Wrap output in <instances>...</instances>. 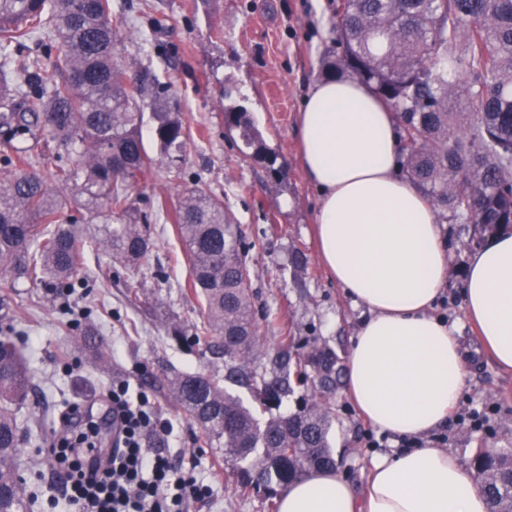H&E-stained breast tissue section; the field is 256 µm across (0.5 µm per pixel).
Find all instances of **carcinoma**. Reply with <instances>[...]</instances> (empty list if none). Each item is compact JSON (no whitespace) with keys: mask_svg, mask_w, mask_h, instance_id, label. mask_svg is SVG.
Segmentation results:
<instances>
[{"mask_svg":"<svg viewBox=\"0 0 512 512\" xmlns=\"http://www.w3.org/2000/svg\"><path fill=\"white\" fill-rule=\"evenodd\" d=\"M33 42L57 80L46 89L38 70L8 68L12 52ZM330 76L351 75L386 101L397 121L402 165L443 221L457 220L463 198L474 208L470 244L512 230V0H340ZM111 0H0V153L11 166L0 177V285L50 282L63 293L80 282L87 245L120 263L126 287H141V260L152 242L146 216L130 189L163 160L173 164L189 134L177 113L160 106L169 86L150 70L135 82L114 62ZM469 76L458 81L459 72ZM156 97L147 101V89ZM464 98L476 111L466 123L451 104ZM157 109L153 138L143 142L144 106ZM228 132L245 149L261 135L240 105L224 107ZM53 141L76 164L53 158L51 182L28 171ZM75 191V208L99 219L94 236L63 223L58 190ZM182 240L190 267L185 288L201 300L196 341L216 343L230 363L224 374L183 373L165 384L170 401L224 449L236 465L234 490L268 495L312 469H334L326 395L341 366L316 342L291 363L295 337H281L280 373L249 367L260 347L248 244L224 200L196 188L177 202H157ZM18 332L0 327V512H27L15 460L33 421L22 415L31 376ZM318 381L320 394L297 414L263 421L228 387L249 390L266 408L295 386ZM489 512H512V451L479 450L470 462Z\"/></svg>","mask_w":512,"mask_h":512,"instance_id":"obj_1","label":"carcinoma"}]
</instances>
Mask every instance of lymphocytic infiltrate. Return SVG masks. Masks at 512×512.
Wrapping results in <instances>:
<instances>
[{
  "mask_svg": "<svg viewBox=\"0 0 512 512\" xmlns=\"http://www.w3.org/2000/svg\"><path fill=\"white\" fill-rule=\"evenodd\" d=\"M128 391L120 384L108 394L120 438L106 460H99L90 430L52 446L51 463L62 472L65 491L48 495L43 512H188L192 504L205 507L209 485L147 442L169 432V422L146 394L133 398Z\"/></svg>",
  "mask_w": 512,
  "mask_h": 512,
  "instance_id": "f902f5d3",
  "label": "lymphocytic infiltrate"
}]
</instances>
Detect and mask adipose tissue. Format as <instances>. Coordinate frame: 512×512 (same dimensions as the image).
<instances>
[{"label": "adipose tissue", "mask_w": 512, "mask_h": 512, "mask_svg": "<svg viewBox=\"0 0 512 512\" xmlns=\"http://www.w3.org/2000/svg\"><path fill=\"white\" fill-rule=\"evenodd\" d=\"M297 131L301 166L320 195V257L368 312L351 340L346 391L380 433L424 436L456 407L471 362L457 326L434 314L451 262L436 211L400 176L394 114L359 80L315 82ZM463 298L483 349L512 371V231L471 256ZM278 504L279 512H488L472 471L429 443L377 456L359 489L337 471H311Z\"/></svg>", "instance_id": "obj_1"}]
</instances>
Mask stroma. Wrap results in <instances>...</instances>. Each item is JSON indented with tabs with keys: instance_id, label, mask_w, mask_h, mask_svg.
<instances>
[{
	"instance_id": "stroma-1",
	"label": "stroma",
	"mask_w": 512,
	"mask_h": 512,
	"mask_svg": "<svg viewBox=\"0 0 512 512\" xmlns=\"http://www.w3.org/2000/svg\"><path fill=\"white\" fill-rule=\"evenodd\" d=\"M118 19L116 60L130 73L153 70L169 83L167 102L190 135L178 168L160 166L139 182L135 205L151 226L152 247L143 262L142 286L129 293L121 266L100 250L86 256L84 279L67 294L26 282L0 288V318L23 338L32 374L26 412L38 420L39 446H26L18 468L38 497L57 484L42 451L60 435L71 409L100 422L99 450L112 449L113 430L105 394L127 383L147 392L172 426L153 438L154 447L194 466L213 488L208 512H272L264 493H234L235 469L222 449L210 447L200 428L167 398L162 383L182 373L223 370L222 348L191 343L200 301L186 294L187 260L173 224L156 207L184 188L196 187L224 200L251 247L246 261L258 316L261 346L254 360L268 367L278 346V326L295 336L327 343L346 357L361 312L333 281L317 252L313 224L318 190L298 157L296 117L325 61L338 47L333 0H112ZM244 106L260 131L266 152L243 155L224 124L221 88ZM452 256L438 311L457 324L466 341L475 333L463 312L462 283L471 255L470 224H443ZM99 332L105 359H89L75 323ZM463 409H490L487 429L449 416L441 431L446 447L464 460L480 448H512V373L482 356L466 377ZM330 439L338 468L358 483L374 454L369 439L379 433L362 418L344 390L332 396Z\"/></svg>"
}]
</instances>
